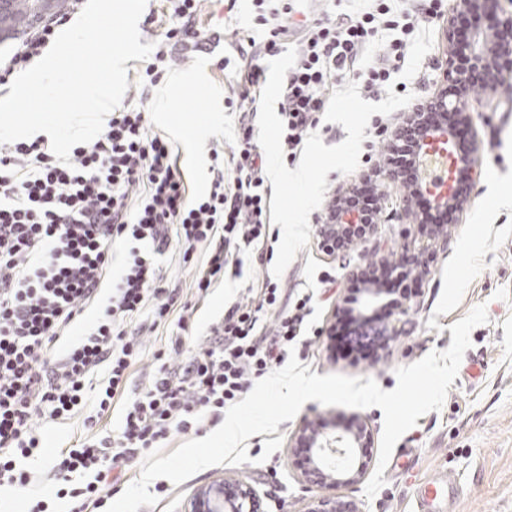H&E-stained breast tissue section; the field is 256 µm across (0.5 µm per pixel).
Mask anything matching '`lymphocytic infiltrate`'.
<instances>
[{"label": "lymphocytic infiltrate", "instance_id": "obj_1", "mask_svg": "<svg viewBox=\"0 0 512 512\" xmlns=\"http://www.w3.org/2000/svg\"><path fill=\"white\" fill-rule=\"evenodd\" d=\"M80 0L32 28L20 45L0 56V86L25 69L65 25ZM172 23L141 76L142 87L157 85L172 51L201 46V0H170ZM254 23L267 35L241 50L237 73L239 100L232 170L210 167L207 191L191 196L172 143L150 134L143 103L124 102L113 110L102 133L73 147L69 164L59 162L42 140L0 146V487H24L29 473L21 466L42 446L35 417L67 419L92 405L96 415L112 408L131 379L142 343L128 333L133 322L150 317L152 326L176 318L170 339L175 361H162L149 382L122 407L117 434L91 437L82 447L56 455L53 471L59 495L74 498V512H99L103 490L125 473L136 455L160 447L171 436L200 432L223 418L254 379L282 366L288 348L310 313L309 296L280 308L278 283L265 281L258 305L235 303L210 328V338L188 345L191 303L175 316L176 293L163 285L157 261L169 246L184 259L203 253L194 290L206 298L223 280L230 253L245 254L264 243L270 230L271 189L265 160L255 144V129L240 110L256 99L263 83L262 58L282 53L291 27L301 32L297 60L289 70L278 104L284 123L283 156L295 160L329 101L335 77L353 70L373 39L383 50L362 74L366 89H386L405 62L420 14L443 10L444 0H370L356 16L327 21H294L291 0L275 5L254 0ZM280 24H272V17ZM127 244L120 275L112 273V246ZM112 289L94 321L57 359L52 347L78 322L104 280ZM272 311L271 335L258 333L260 316ZM105 370L95 395L86 381Z\"/></svg>", "mask_w": 512, "mask_h": 512}]
</instances>
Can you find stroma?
I'll list each match as a JSON object with an SVG mask.
<instances>
[{
  "instance_id": "obj_1",
  "label": "stroma",
  "mask_w": 512,
  "mask_h": 512,
  "mask_svg": "<svg viewBox=\"0 0 512 512\" xmlns=\"http://www.w3.org/2000/svg\"><path fill=\"white\" fill-rule=\"evenodd\" d=\"M454 6L455 0H446L441 14L423 15L419 33L408 47L397 79L415 100L431 97L441 86L449 53L445 26ZM253 12L252 0H237L231 11L224 0H203L202 26L218 32L220 38L208 42L206 51L194 57H175L170 69L174 75H196L198 92L180 95L171 103L154 87L144 103L150 134L172 141L191 193L207 190L213 153L228 159L234 151L237 116L228 112L224 101L238 94L240 39L250 36L260 42L266 35L253 27ZM224 57L231 64L221 71L216 63ZM469 113L466 144L476 152L480 175L470 187L467 203L447 225V250L429 258L428 275L416 277L408 311L395 310L387 317V324L398 327L399 333L375 359L336 358L331 329L349 295L352 268L381 257L398 260L420 248V225L405 228L399 222L404 212L415 211V200L403 178H385L382 163L389 139L406 121L407 108L371 116L362 143L363 154L372 157L370 163L359 164L349 174L335 170L327 175L326 202L371 177L380 210L375 235L345 256L324 253L317 238H310L279 279L282 305H293L302 294L312 297L308 322L295 347L298 360L321 376L372 378L385 391L396 387L398 367L446 350L452 340L450 325L474 307H486L489 321L472 330L471 346L442 408L419 417L416 426L399 439L383 473L384 486L370 499L364 484L344 487V495L361 501L364 512H418V488L432 477L454 483L455 512H512V73L504 74L494 90L471 91ZM195 120L208 126L209 134L200 147L192 149L182 139L181 125ZM241 260L240 268L227 269L223 282L201 303L188 335L190 344L203 343L210 325L233 303H260L261 286L271 266L257 250ZM176 325L172 319L142 333L134 385L145 382ZM353 413L350 407L306 402L292 420L279 424L277 432L284 443L270 457L262 455L263 435H254L247 441L248 463L205 468L180 485L169 486L158 494L155 506L140 507L138 512H188L200 487L227 475L249 482L264 512H302L308 497L299 478L302 458L292 453L289 440L304 420L340 426ZM85 418L81 412L67 420L37 419L50 448L25 460L34 478L28 491H0V512H30L39 494L51 512H69L70 501L54 495L53 449L79 446L92 434L112 431L121 423L117 410L93 425Z\"/></svg>"
}]
</instances>
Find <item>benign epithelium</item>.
Masks as SVG:
<instances>
[{
	"label": "benign epithelium",
	"mask_w": 512,
	"mask_h": 512,
	"mask_svg": "<svg viewBox=\"0 0 512 512\" xmlns=\"http://www.w3.org/2000/svg\"><path fill=\"white\" fill-rule=\"evenodd\" d=\"M512 69V23L502 22L497 29L485 35L480 32L470 50L466 69L458 65L455 53L448 54L443 72L445 87L429 101L434 107L465 123L468 119L469 92L475 88H492L503 72ZM430 125L416 108L408 113L404 129L416 132L414 148L422 149L434 158L443 146L428 137ZM447 181L448 208L458 210L467 201L454 170L442 173ZM356 221L353 212H339L336 223L317 225L316 234L324 239L337 238L345 225ZM448 248V232L444 227L434 228L428 238L430 252ZM373 436L368 421L362 416L351 418L341 428L328 429L325 422H303L291 439L293 452L303 455L300 480L312 492L304 512H362L359 503L348 496L334 493V489L362 482L368 470ZM190 512H262V502L254 488L234 476H226L198 489L190 504Z\"/></svg>",
	"instance_id": "7a95c632"
}]
</instances>
